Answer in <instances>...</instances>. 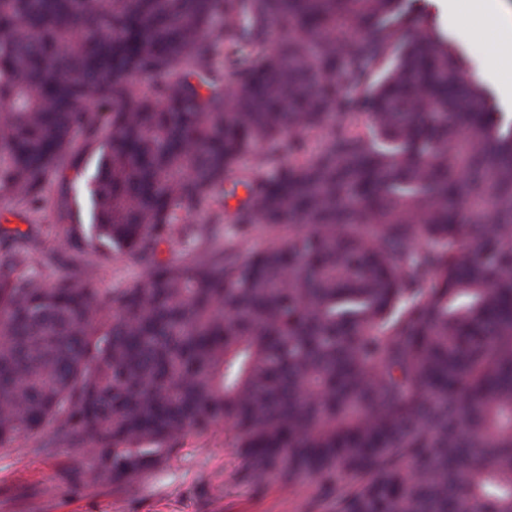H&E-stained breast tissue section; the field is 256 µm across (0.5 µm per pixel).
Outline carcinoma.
I'll list each match as a JSON object with an SVG mask.
<instances>
[{"label":"carcinoma","mask_w":512,"mask_h":512,"mask_svg":"<svg viewBox=\"0 0 512 512\" xmlns=\"http://www.w3.org/2000/svg\"><path fill=\"white\" fill-rule=\"evenodd\" d=\"M419 2L0 0V195L98 151L83 235L0 229L1 451L121 490L223 426L331 512H512V123ZM141 267L137 260L127 256L112 258L99 271V287L109 295L115 281L133 283L140 279Z\"/></svg>","instance_id":"cac0c4a2"}]
</instances>
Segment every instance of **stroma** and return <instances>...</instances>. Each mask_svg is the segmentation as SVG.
Masks as SVG:
<instances>
[{
    "mask_svg": "<svg viewBox=\"0 0 512 512\" xmlns=\"http://www.w3.org/2000/svg\"><path fill=\"white\" fill-rule=\"evenodd\" d=\"M424 4L475 57L484 82L496 88L512 83L511 72L494 67L506 46L470 11L469 0H457L452 13L441 0ZM34 445L24 438L15 450L0 452V512H320L309 483L256 489L242 481V461L221 428L208 435L186 434L170 468L124 491L60 483V473L77 463L76 454L60 448L37 455Z\"/></svg>",
    "mask_w": 512,
    "mask_h": 512,
    "instance_id": "35a3bbf8",
    "label": "stroma"
}]
</instances>
